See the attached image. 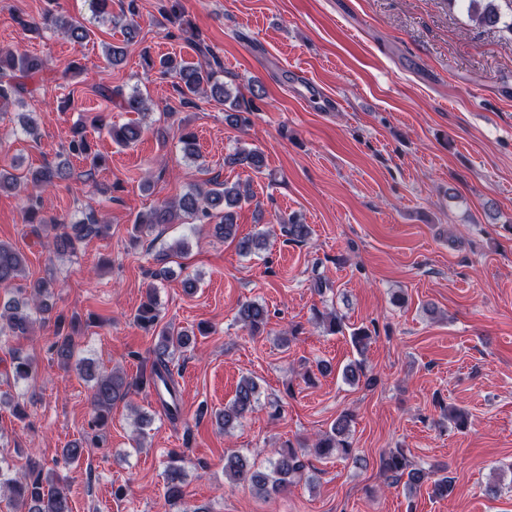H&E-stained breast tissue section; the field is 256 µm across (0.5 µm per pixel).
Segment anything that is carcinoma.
I'll use <instances>...</instances> for the list:
<instances>
[{
	"mask_svg": "<svg viewBox=\"0 0 512 512\" xmlns=\"http://www.w3.org/2000/svg\"><path fill=\"white\" fill-rule=\"evenodd\" d=\"M112 0H95L96 12L110 16V21L121 28L124 42L129 44L139 36L140 24L137 0H121L120 13L112 15ZM472 22L482 27H496L503 23V17L494 0H462ZM24 28L51 31L74 41L90 38L91 30L81 21L59 15L49 10L41 19L20 21ZM145 64L164 76L173 78V88L184 108H196L198 102L212 99L224 105L230 104L225 121L232 127L247 122L245 114L255 109L254 99L262 97L263 90H257L253 98L247 99L237 93L231 94L221 80V67L203 66L176 56H163L159 59L144 54ZM46 65L42 57L16 48H0V108L12 102H20L21 94L26 91L28 82L40 76ZM98 94L121 112H135L141 116L138 121L121 125L106 122L95 115L90 126L105 129L112 142L120 146H130L140 140L142 134L151 128L144 121L150 107L147 97L138 90L125 94L120 89L100 88ZM66 157L47 162L43 166L30 169L24 174L10 173L0 168V191L8 187L21 195L25 223L30 233L40 236L44 232L52 233L53 252L57 256L71 255L77 244L89 237H96L108 228L102 223L93 208L81 211V218L68 223L58 218H48L43 214L41 200L37 190L71 176L70 158L76 157L89 162L85 172L87 180L93 179V171L102 163V156L93 151V141L88 136L87 126L77 124L65 149ZM227 164L238 166L254 174L262 172L263 154L257 149L240 148L230 155ZM254 197L252 178L229 182L221 179L217 173L203 184L190 188L174 201H164L147 213L135 218L133 229L137 233L152 232L168 224L190 218L200 224L212 225L215 237L224 241H235L239 252L251 255L265 248L266 239L262 234L237 238L235 209L248 203ZM280 229L288 240L304 242L310 235L309 226L295 216L278 218ZM186 250V242L181 239L164 248L156 255V261L163 264L153 273L158 278L168 272L164 264L172 256ZM27 257L10 242L0 241V288L12 290V296L0 304V339L11 336H25L30 333L36 322L53 323L54 340L49 346L51 357L65 366H73L86 378L93 381L90 404L94 415L91 427L96 428L107 422L112 407L126 400L132 388L141 386L156 392L165 414L172 420L180 415L176 384L170 362L173 356L190 347L194 332L180 330L171 324L161 323V309L156 288L147 289L135 319L147 333L158 337L153 348L154 360L149 373L141 374L130 380L126 375L111 371L101 372L93 362L76 358L74 333L69 331L73 322L62 313L53 314L51 298L55 295L56 282L50 278L30 280L26 276ZM238 319L253 336L262 333L269 320L267 308L258 302H247L238 311ZM317 319L331 334L343 332V320L330 312L317 314ZM373 337L368 327L355 328L350 340L358 353H363ZM14 380L26 381L34 371V359L18 351H9ZM259 400V384L252 377H244L239 382L235 396L224 404V410L217 415V424L224 433L240 425L246 416L255 410ZM353 416L347 412L339 415L329 431L323 433L314 444L316 453L323 457L337 454L348 457L352 453L349 442ZM182 458L172 457L165 471V502L172 506L183 498V485L186 479ZM268 466L262 468L246 455L230 451L224 453V476L234 482L247 481L259 496L277 493L299 481L306 465L300 449L291 443L282 445L267 460ZM382 471L391 480V484L401 485L408 493L421 487L424 480L422 470L413 468L403 450L399 449L382 456ZM0 492L9 495L15 512H70L68 489L60 477L52 470H44L36 462L20 475H11L9 464L0 460Z\"/></svg>",
	"mask_w": 512,
	"mask_h": 512,
	"instance_id": "1",
	"label": "carcinoma"
}]
</instances>
